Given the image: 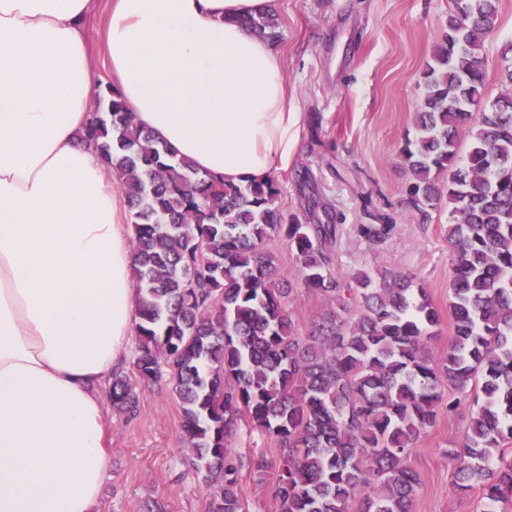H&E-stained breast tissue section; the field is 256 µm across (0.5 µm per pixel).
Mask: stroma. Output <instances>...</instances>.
Segmentation results:
<instances>
[{
	"label": "stroma",
	"mask_w": 512,
	"mask_h": 512,
	"mask_svg": "<svg viewBox=\"0 0 512 512\" xmlns=\"http://www.w3.org/2000/svg\"><path fill=\"white\" fill-rule=\"evenodd\" d=\"M108 0H98L87 33L91 71L110 84L103 29ZM283 38L276 43L288 87L300 114V148L288 165L274 169L286 216H303L302 174L340 217L343 230L334 249L333 275L347 279L361 270L385 269L411 276L439 314L428 350L442 362L454 338L448 307L453 278L447 228L450 209L440 202L428 213L409 203V173L400 150L415 135L423 71L447 29L448 0H276ZM486 102L512 97L502 72L512 67V0H499L498 28L484 45ZM388 215L394 229L383 242L358 236L367 212ZM286 308L297 335L335 308L328 297L296 285ZM139 408L127 417L107 408L111 477L102 488L101 512H146L161 503L166 512H208L210 496L190 464L181 431V407L173 386L137 385ZM433 426L416 442L411 463L420 484L411 512H481L479 490L461 494L450 452L462 436L472 406L448 403L455 391L441 386ZM243 459L263 458L257 474L243 469L240 496L249 512H273V491L282 450L238 420L228 443Z\"/></svg>",
	"instance_id": "35a3bbf8"
}]
</instances>
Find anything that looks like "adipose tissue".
I'll use <instances>...</instances> for the list:
<instances>
[{"mask_svg": "<svg viewBox=\"0 0 512 512\" xmlns=\"http://www.w3.org/2000/svg\"><path fill=\"white\" fill-rule=\"evenodd\" d=\"M276 0H112L105 46L136 124L231 184L287 165L300 116L245 25ZM96 0H0V512H101V389L138 318L129 206L86 140Z\"/></svg>", "mask_w": 512, "mask_h": 512, "instance_id": "ef3b65f1", "label": "adipose tissue"}]
</instances>
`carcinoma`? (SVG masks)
Segmentation results:
<instances>
[{
  "label": "carcinoma",
  "instance_id": "obj_1",
  "mask_svg": "<svg viewBox=\"0 0 512 512\" xmlns=\"http://www.w3.org/2000/svg\"><path fill=\"white\" fill-rule=\"evenodd\" d=\"M497 0H449L448 31L423 72L416 134L402 159L418 210L451 205L454 339L437 368L428 343L439 317L413 278L386 270L331 273L339 224L321 197H306L304 224L286 218L280 187L229 186L175 159L135 125L119 89L105 88L87 136L132 211L139 381L174 383L191 464L209 488V512H246L237 492L241 460L228 450L241 413L285 449L276 512H410L420 476L414 444L431 427L448 380L474 399L453 449L462 490L481 489L483 512L512 499V101L484 103L483 48ZM255 34L281 39L276 12L244 18ZM470 142L459 162L458 129ZM390 224H359L380 242ZM296 247L298 280L336 310L296 336L277 278L271 239ZM112 406L132 414L136 386L112 377Z\"/></svg>",
  "mask_w": 512,
  "mask_h": 512
}]
</instances>
